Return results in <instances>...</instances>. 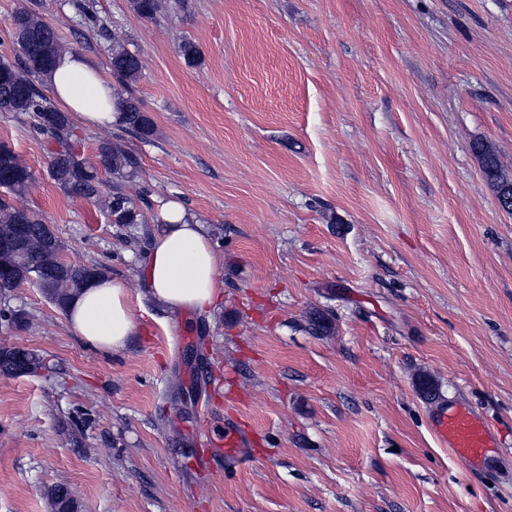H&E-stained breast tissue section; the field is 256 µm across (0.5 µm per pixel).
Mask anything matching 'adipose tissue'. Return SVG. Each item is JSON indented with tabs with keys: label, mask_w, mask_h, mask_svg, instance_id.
Segmentation results:
<instances>
[{
	"label": "adipose tissue",
	"mask_w": 512,
	"mask_h": 512,
	"mask_svg": "<svg viewBox=\"0 0 512 512\" xmlns=\"http://www.w3.org/2000/svg\"><path fill=\"white\" fill-rule=\"evenodd\" d=\"M46 81L61 110L90 128L119 123L111 83L92 70L83 55H62ZM221 257L206 225L179 203L161 208L142 268L154 307L169 316L215 306L224 292ZM74 334L85 347L110 355L123 351L136 331L126 280L101 276L76 291L66 309Z\"/></svg>",
	"instance_id": "ef3b65f1"
}]
</instances>
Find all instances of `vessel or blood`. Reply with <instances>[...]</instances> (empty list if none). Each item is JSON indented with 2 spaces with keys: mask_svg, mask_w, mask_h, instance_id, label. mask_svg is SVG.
<instances>
[{
  "mask_svg": "<svg viewBox=\"0 0 512 512\" xmlns=\"http://www.w3.org/2000/svg\"><path fill=\"white\" fill-rule=\"evenodd\" d=\"M429 427L436 443L448 449L466 469L484 471L497 463L500 454L498 434L483 414L470 404L436 401L429 416ZM252 441V431L240 422L225 425V458L237 459Z\"/></svg>",
  "mask_w": 512,
  "mask_h": 512,
  "instance_id": "1",
  "label": "vessel or blood"
}]
</instances>
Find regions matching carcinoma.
<instances>
[{
	"instance_id": "obj_1",
	"label": "carcinoma",
	"mask_w": 512,
	"mask_h": 512,
	"mask_svg": "<svg viewBox=\"0 0 512 512\" xmlns=\"http://www.w3.org/2000/svg\"><path fill=\"white\" fill-rule=\"evenodd\" d=\"M131 7L142 17L155 15L159 0H131ZM10 34L15 49V61L0 58V112L27 114L33 118V131L58 145L52 152L49 173L52 180L67 194L86 200L104 199L108 216L116 224H140L142 215L121 188L115 187L104 194L106 183L99 174L104 170L112 176H130L137 168V159L129 151L112 143L98 146L99 165H90L75 158L68 148L73 135L70 115L57 108L39 87V81L56 65L64 45L54 28L43 20L39 11L24 8L10 18ZM186 64L199 62L201 52L195 42L186 39L179 46ZM109 66L112 76L127 88L117 93V111L121 112L120 126L140 139L153 135L154 124L141 101L134 96L131 85L140 79L141 65L136 53L128 50L123 39L112 35ZM473 151L482 172L494 192L512 185V176L506 173L495 151L488 144L477 141ZM0 179L3 188L20 196L28 191L33 174L6 144H0ZM44 220L34 211L13 206L0 198V236L14 231L17 224H32L34 231L27 234L19 252H0V325L11 327L22 319L19 310L11 305L16 288L39 272L38 286L59 306H66L70 293L86 284L88 271L103 275L100 266L88 267L62 261V245L55 241L49 246L47 236L38 232Z\"/></svg>"
}]
</instances>
